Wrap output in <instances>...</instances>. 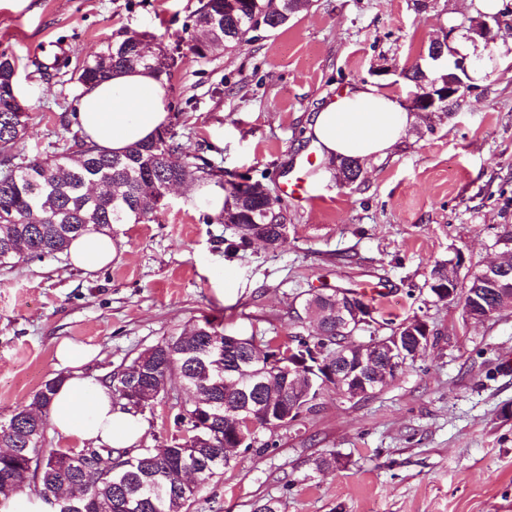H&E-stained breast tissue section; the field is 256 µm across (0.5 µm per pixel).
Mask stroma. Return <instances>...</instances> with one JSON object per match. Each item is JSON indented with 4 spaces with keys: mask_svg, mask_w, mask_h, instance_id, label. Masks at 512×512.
I'll list each match as a JSON object with an SVG mask.
<instances>
[{
    "mask_svg": "<svg viewBox=\"0 0 512 512\" xmlns=\"http://www.w3.org/2000/svg\"><path fill=\"white\" fill-rule=\"evenodd\" d=\"M201 0H0V55L15 66L33 118L26 158L59 155L82 90L72 68L132 33L154 35L176 65L170 122L210 167L264 178L286 208L288 237L231 250L233 229L207 221L193 189H175L153 220L112 225V263L89 272L65 255L0 268V421L58 374L69 339L96 349L102 380L144 349L209 317L225 334L289 341L311 333L308 294L371 288L378 335L424 319L435 342L374 396L336 393L256 448L198 495L190 512H512V307L467 320L436 301L435 262L458 261L460 284L500 256L512 225V37L485 47L489 69L451 116L416 122L387 158L350 185L332 179L307 125L328 99L371 83L408 103L402 68L469 17L462 0H312L261 39L193 55ZM306 166L308 198L283 184ZM179 380L143 414L142 446L171 443ZM336 453V466L317 469Z\"/></svg>",
    "mask_w": 512,
    "mask_h": 512,
    "instance_id": "35a3bbf8",
    "label": "stroma"
}]
</instances>
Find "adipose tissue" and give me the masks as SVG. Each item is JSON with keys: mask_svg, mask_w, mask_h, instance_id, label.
Masks as SVG:
<instances>
[{"mask_svg": "<svg viewBox=\"0 0 512 512\" xmlns=\"http://www.w3.org/2000/svg\"><path fill=\"white\" fill-rule=\"evenodd\" d=\"M167 106L163 78L142 69L116 71L82 89L76 122L87 142L121 154L167 124ZM413 121V113L396 98L370 84L355 83L315 112L306 135L322 157L375 162L392 152ZM117 249L108 234L84 235L71 242L69 263L94 271L110 263ZM92 356L89 348L77 343L58 345L56 357L67 374L52 399L50 425L58 436L77 437L95 448L135 447L144 421L114 406L109 390L85 374L83 367Z\"/></svg>", "mask_w": 512, "mask_h": 512, "instance_id": "obj_1", "label": "adipose tissue"}]
</instances>
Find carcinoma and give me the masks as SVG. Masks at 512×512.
Returning a JSON list of instances; mask_svg holds the SVG:
<instances>
[{
  "label": "carcinoma",
  "mask_w": 512,
  "mask_h": 512,
  "mask_svg": "<svg viewBox=\"0 0 512 512\" xmlns=\"http://www.w3.org/2000/svg\"><path fill=\"white\" fill-rule=\"evenodd\" d=\"M310 5V0H246V6L233 10L228 0H205L195 20V32L189 50L200 58L207 57L214 44L232 50L243 42L256 40L260 33L288 22L291 15ZM429 41L427 57L432 66L420 64L402 70L405 79L420 89L429 83L441 87L454 81L471 85L469 72L447 64L449 53L441 58L432 55ZM121 39L107 47L103 55L94 56L76 67L77 82L92 84L108 78L117 69H148L159 76L170 75L175 57L167 65L157 66L156 58L135 49L122 50ZM15 69L7 59L0 60V266L13 267L20 262L63 253L76 238L87 233L103 232L114 224H138L151 219L163 209L159 202L167 183L172 180L201 181L209 175L207 163L181 141L173 125L156 132L151 140L137 144L123 155L112 154L73 134L74 159L68 165L55 160H26L17 148L29 135L32 117L19 111L16 103ZM336 182L351 184L361 176L359 161L341 157L332 172ZM224 208L215 216L219 224L237 227L241 244L248 243L243 232L254 224L261 233L276 242L279 228L287 222L286 210L266 212L265 196L226 179ZM430 293L442 300L438 289L448 286V262L434 264L427 282ZM483 293V302L491 315L512 306V291L500 293L491 284L473 275L463 290L465 301L471 294ZM315 293L305 299L304 310L314 315L320 331L314 335L295 334L292 344L259 343L253 336L239 337V346L230 359H248L232 378L213 367L218 352L224 350L227 335L209 318H204L177 336H171L143 350L122 369L110 373L103 384L112 393L114 404L126 411L143 413L163 395L171 374H176L192 395L207 398L211 405L199 410L189 401L182 402L175 423L183 426L184 436L171 445L159 448H95L96 468H82V458L71 457L63 464L46 462L41 457L64 456L70 449L46 448L47 424L37 423L29 413L49 416L53 394L63 382L59 374L47 381L10 419L0 423V497L7 499L32 480L35 494L43 498L55 490L75 492L72 501L79 505L74 512H189L191 503L202 489L228 466L225 448L250 449L256 443L251 436L238 444L235 429L227 426L226 417L237 416L236 410L248 402L263 399L282 402L288 394V380L267 364L268 358L308 344L319 349L323 359L353 347L355 329L341 325V307L348 300L364 303L361 294L347 291ZM263 377L271 382L261 394L244 395L239 388ZM207 424L211 442L196 438L198 424Z\"/></svg>",
  "instance_id": "carcinoma-1"
}]
</instances>
